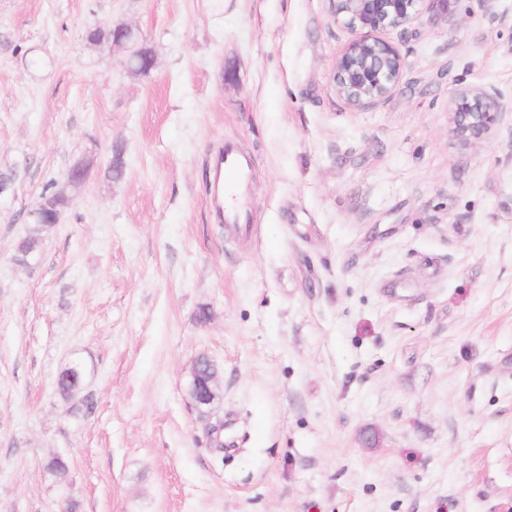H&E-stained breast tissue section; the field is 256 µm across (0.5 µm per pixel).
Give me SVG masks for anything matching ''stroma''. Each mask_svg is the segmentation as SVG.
Instances as JSON below:
<instances>
[{
  "label": "stroma",
  "mask_w": 512,
  "mask_h": 512,
  "mask_svg": "<svg viewBox=\"0 0 512 512\" xmlns=\"http://www.w3.org/2000/svg\"><path fill=\"white\" fill-rule=\"evenodd\" d=\"M94 21L134 28L151 72ZM387 36L401 78L355 108L330 0H0V512H512V127L464 147L448 121L464 87L512 111V0ZM228 144L245 232L210 196ZM87 167L82 164V162L76 163L74 166L70 167L64 176L58 181L56 185H59L61 190L67 189L68 187L74 185L79 181H85L87 177ZM78 191L74 187H70L66 190V198L61 199L60 202H65L69 204L71 197L77 194ZM45 197L42 200V207L39 209L40 204L30 211L29 215L33 216L39 209L38 214L34 218H30V223L33 228L30 230L27 237H25L17 248V255L15 259L22 265H33L39 261L40 258V232L41 227L45 224H37L42 218L47 219L51 215V207L57 199L62 197L61 191L54 186V182L50 187L44 191ZM53 194H56L53 198ZM82 371L76 365L64 368L58 376L57 388L65 401L77 398L81 391Z\"/></svg>",
  "instance_id": "stroma-1"
}]
</instances>
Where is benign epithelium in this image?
Returning <instances> with one entry per match:
<instances>
[{"label": "benign epithelium", "instance_id": "7a95c632", "mask_svg": "<svg viewBox=\"0 0 512 512\" xmlns=\"http://www.w3.org/2000/svg\"><path fill=\"white\" fill-rule=\"evenodd\" d=\"M334 21L344 27L350 39L336 57L333 79L336 90L352 107H363L385 99L398 82L404 58L399 47L380 33L415 22L422 6L447 9L448 0H332ZM111 48L129 41L132 29L112 23ZM506 110L497 94L478 87L459 89L448 102L451 132L462 144L480 141L498 129ZM87 167L78 162L58 181L64 190L86 180Z\"/></svg>", "mask_w": 512, "mask_h": 512}]
</instances>
